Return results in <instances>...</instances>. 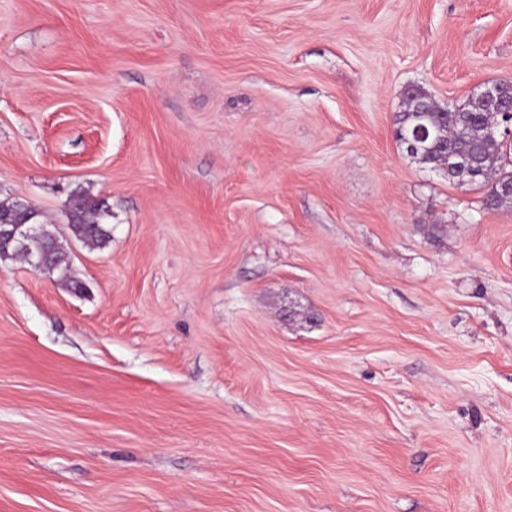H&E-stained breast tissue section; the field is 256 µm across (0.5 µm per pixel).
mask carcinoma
Returning <instances> with one entry per match:
<instances>
[{
	"mask_svg": "<svg viewBox=\"0 0 512 512\" xmlns=\"http://www.w3.org/2000/svg\"><path fill=\"white\" fill-rule=\"evenodd\" d=\"M419 99L428 103L427 112H401L397 123L422 122L436 130L434 138L426 143L424 151L414 159L428 167L436 168L445 164V156L460 153L467 156L476 175L471 176L452 168L448 169V180L469 184L485 191L484 202L489 208H501L512 205V197L499 191V184L512 181V170L506 168L501 142L491 140L484 135L485 128L496 123L498 117L485 111L483 101L478 97L457 107V115L451 122L445 123L440 117L442 107L431 102V97L420 92ZM73 201L71 217L67 219L72 236L91 249H102L110 239L106 222L111 217L109 207L102 201L92 198L85 190L75 189L68 194ZM43 254L48 260L50 273H58L68 287L79 290L85 284L71 275V263L68 253L56 244L55 235L46 230L38 238L27 243V250Z\"/></svg>",
	"mask_w": 512,
	"mask_h": 512,
	"instance_id": "carcinoma-1",
	"label": "carcinoma"
}]
</instances>
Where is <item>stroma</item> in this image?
I'll use <instances>...</instances> for the list:
<instances>
[{
    "label": "stroma",
    "instance_id": "35a3bbf8",
    "mask_svg": "<svg viewBox=\"0 0 512 512\" xmlns=\"http://www.w3.org/2000/svg\"><path fill=\"white\" fill-rule=\"evenodd\" d=\"M490 81L512 0H0V199L85 284L0 259V512H512V209L395 133ZM68 198L73 201L72 215L67 218L72 236L90 249L104 248L110 239V231L105 227L111 217L109 207L83 189L71 191Z\"/></svg>",
    "mask_w": 512,
    "mask_h": 512
}]
</instances>
